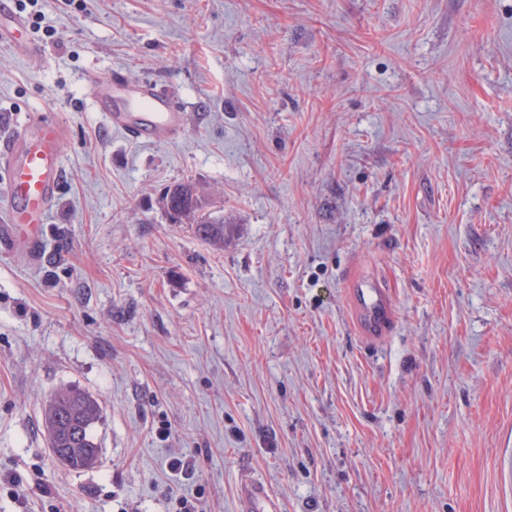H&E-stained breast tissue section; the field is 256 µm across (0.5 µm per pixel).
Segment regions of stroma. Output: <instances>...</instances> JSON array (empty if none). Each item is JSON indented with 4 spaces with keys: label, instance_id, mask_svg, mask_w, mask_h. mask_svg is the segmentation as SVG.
<instances>
[{
    "label": "stroma",
    "instance_id": "obj_1",
    "mask_svg": "<svg viewBox=\"0 0 512 512\" xmlns=\"http://www.w3.org/2000/svg\"><path fill=\"white\" fill-rule=\"evenodd\" d=\"M33 63L0 46V119L56 115L42 255L0 236V512H512V0H39ZM155 77L188 114L133 143L87 72ZM192 177L224 244L169 221ZM397 307L366 346L345 291ZM101 407L95 468L42 427ZM186 457V476L172 457ZM100 417L97 402L76 389H62L49 401L44 424L51 448H65L60 455L54 452L63 464L75 470L95 466L98 445L92 427ZM53 437L57 439L56 446L52 445ZM268 503L263 489L248 479L241 482L239 512H273L265 510V504Z\"/></svg>",
    "mask_w": 512,
    "mask_h": 512
}]
</instances>
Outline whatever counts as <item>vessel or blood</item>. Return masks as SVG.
Segmentation results:
<instances>
[{
	"label": "vessel or blood",
	"mask_w": 512,
	"mask_h": 512,
	"mask_svg": "<svg viewBox=\"0 0 512 512\" xmlns=\"http://www.w3.org/2000/svg\"><path fill=\"white\" fill-rule=\"evenodd\" d=\"M13 0H0V44L21 56L38 59L42 50L26 37L27 24L12 8ZM92 105L108 126L132 142L166 143L179 139L186 128L184 106L166 84L153 79H129L113 69L109 79L87 75ZM65 127L51 118L28 120L13 127L0 140V169L6 173L9 200L8 234L18 256H37L41 226L62 180V143ZM356 326L362 338L380 342L396 319V307L381 281L362 277L348 291ZM263 489L250 480L240 488L239 512H266Z\"/></svg>",
	"instance_id": "vessel-or-blood-1"
}]
</instances>
